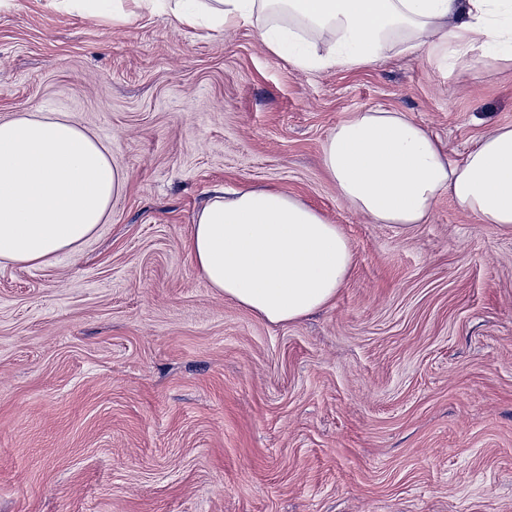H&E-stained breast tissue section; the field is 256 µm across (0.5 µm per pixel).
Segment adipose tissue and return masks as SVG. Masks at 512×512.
Returning <instances> with one entry per match:
<instances>
[{
  "instance_id": "ef3b65f1",
  "label": "adipose tissue",
  "mask_w": 512,
  "mask_h": 512,
  "mask_svg": "<svg viewBox=\"0 0 512 512\" xmlns=\"http://www.w3.org/2000/svg\"><path fill=\"white\" fill-rule=\"evenodd\" d=\"M57 9L116 21L128 7L181 26L257 22L264 45L298 68L359 70L394 43L450 45L449 68L512 65V0H53ZM327 45L318 54L308 33ZM323 170L341 198L375 224L426 223L449 197L482 223L512 231V127L481 137L462 162L406 113L370 109L337 124ZM127 182L110 149L66 118L0 120V260L47 264L103 224ZM187 247L210 288L272 324L328 306L353 264L349 241L302 200L274 189L214 195Z\"/></svg>"
}]
</instances>
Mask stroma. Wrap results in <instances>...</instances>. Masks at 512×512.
Returning <instances> with one entry per match:
<instances>
[{"label": "stroma", "instance_id": "1", "mask_svg": "<svg viewBox=\"0 0 512 512\" xmlns=\"http://www.w3.org/2000/svg\"><path fill=\"white\" fill-rule=\"evenodd\" d=\"M49 2L0 8V120L68 118L128 180L77 253L0 261V512H512V233L445 196L371 223L321 165L373 108L461 160L512 126V69L449 71L443 45L302 70L249 23ZM244 186L341 227L329 306L274 325L209 288L194 216Z\"/></svg>", "mask_w": 512, "mask_h": 512}]
</instances>
